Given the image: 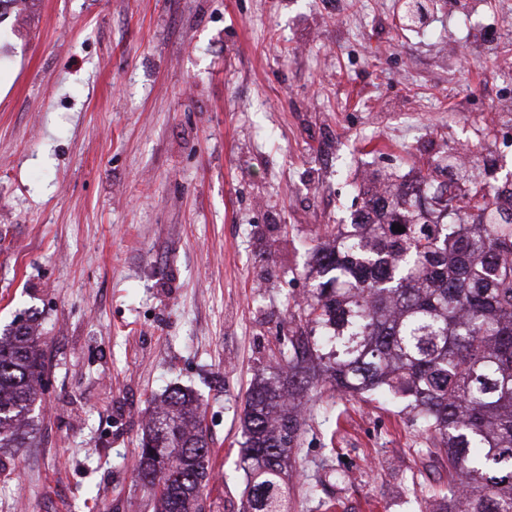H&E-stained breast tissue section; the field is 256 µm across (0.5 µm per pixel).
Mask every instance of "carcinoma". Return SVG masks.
Returning <instances> with one entry per match:
<instances>
[{"label":"carcinoma","mask_w":512,"mask_h":512,"mask_svg":"<svg viewBox=\"0 0 512 512\" xmlns=\"http://www.w3.org/2000/svg\"><path fill=\"white\" fill-rule=\"evenodd\" d=\"M32 6L0 0V20ZM309 277L307 331L245 399L243 512H288L298 395L323 384L403 404L432 436L426 455L446 460L448 492L424 512H512V183L454 206L430 173L392 181L312 249ZM39 338L33 317L0 334V449L31 438ZM210 460L197 397L172 389L145 418L136 464L154 512H198Z\"/></svg>","instance_id":"cac0c4a2"}]
</instances>
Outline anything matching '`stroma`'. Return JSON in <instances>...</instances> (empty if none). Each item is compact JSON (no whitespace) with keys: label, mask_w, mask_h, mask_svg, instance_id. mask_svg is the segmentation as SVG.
I'll use <instances>...</instances> for the list:
<instances>
[{"label":"stroma","mask_w":512,"mask_h":512,"mask_svg":"<svg viewBox=\"0 0 512 512\" xmlns=\"http://www.w3.org/2000/svg\"><path fill=\"white\" fill-rule=\"evenodd\" d=\"M399 12L37 0L0 22V330L35 316L45 362L0 512H153L135 462L175 386L211 438L206 512H242L245 398L303 327L311 249L461 143L479 183L512 177V0ZM428 445L398 405L314 389L291 512H419L448 489Z\"/></svg>","instance_id":"35a3bbf8"}]
</instances>
